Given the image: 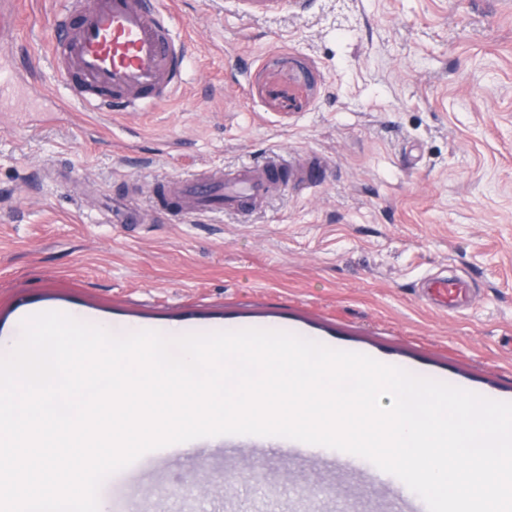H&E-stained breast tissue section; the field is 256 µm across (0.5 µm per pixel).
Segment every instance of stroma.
<instances>
[{
    "label": "stroma",
    "mask_w": 512,
    "mask_h": 512,
    "mask_svg": "<svg viewBox=\"0 0 512 512\" xmlns=\"http://www.w3.org/2000/svg\"><path fill=\"white\" fill-rule=\"evenodd\" d=\"M0 63V339L45 311L191 332L285 329L512 402V0H175L186 84L140 112L79 104L19 0ZM275 152L326 164L258 209L185 217L157 181ZM460 276L462 313L421 297ZM110 512H406L369 460L277 436L145 453Z\"/></svg>",
    "instance_id": "stroma-1"
}]
</instances>
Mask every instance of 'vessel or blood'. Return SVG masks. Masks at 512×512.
Listing matches in <instances>:
<instances>
[{
  "label": "vessel or blood",
  "mask_w": 512,
  "mask_h": 512,
  "mask_svg": "<svg viewBox=\"0 0 512 512\" xmlns=\"http://www.w3.org/2000/svg\"><path fill=\"white\" fill-rule=\"evenodd\" d=\"M163 0H92L79 15L64 13L50 39L52 56L63 57L65 77L87 84V104L101 112H131L166 103L178 92L187 59L176 49ZM325 171L317 157L304 162L269 154L231 171L215 170L182 181L169 196L176 211L196 216L243 212L260 206L273 186L315 183ZM441 309L456 308L468 290L456 279L427 283Z\"/></svg>",
  "instance_id": "obj_1"
}]
</instances>
